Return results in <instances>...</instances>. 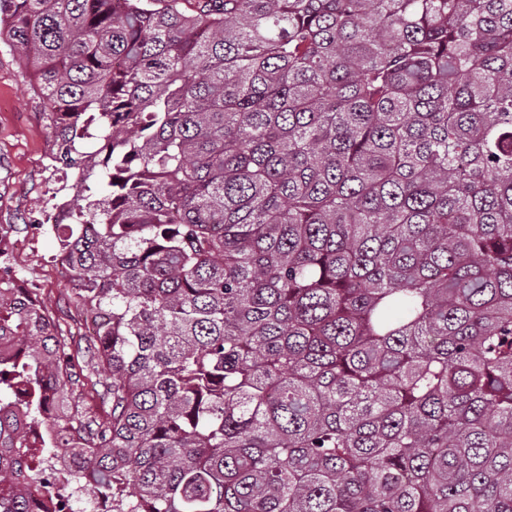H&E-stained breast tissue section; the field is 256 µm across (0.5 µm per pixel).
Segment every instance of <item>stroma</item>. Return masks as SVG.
<instances>
[{
  "mask_svg": "<svg viewBox=\"0 0 512 512\" xmlns=\"http://www.w3.org/2000/svg\"><path fill=\"white\" fill-rule=\"evenodd\" d=\"M30 75L17 55L0 43V225L11 226L16 237H25L35 209L50 189L56 188L60 171L44 169L52 137L44 123L42 103L29 87ZM51 238H44L33 252L21 258L24 277L42 293V303L64 337L72 357V388L86 403L87 414L104 421L112 404L103 400L96 376L93 340L85 326L90 308L75 294L68 271L53 268Z\"/></svg>",
  "mask_w": 512,
  "mask_h": 512,
  "instance_id": "35a3bbf8",
  "label": "stroma"
}]
</instances>
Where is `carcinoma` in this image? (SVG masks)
I'll return each mask as SVG.
<instances>
[{
  "mask_svg": "<svg viewBox=\"0 0 512 512\" xmlns=\"http://www.w3.org/2000/svg\"><path fill=\"white\" fill-rule=\"evenodd\" d=\"M4 38L112 417L46 419L65 343L0 306V512L73 433L128 512H512V0H0Z\"/></svg>",
  "mask_w": 512,
  "mask_h": 512,
  "instance_id": "1",
  "label": "carcinoma"
}]
</instances>
